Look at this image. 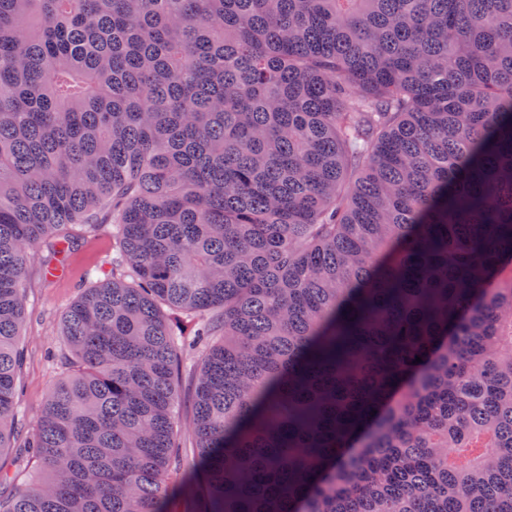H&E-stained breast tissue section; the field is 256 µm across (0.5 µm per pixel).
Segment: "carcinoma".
I'll use <instances>...</instances> for the list:
<instances>
[{
    "instance_id": "obj_1",
    "label": "carcinoma",
    "mask_w": 512,
    "mask_h": 512,
    "mask_svg": "<svg viewBox=\"0 0 512 512\" xmlns=\"http://www.w3.org/2000/svg\"><path fill=\"white\" fill-rule=\"evenodd\" d=\"M100 224L0 512H166L200 342L203 512H512V0H0V453ZM74 244L54 252L41 246L28 263L24 276L27 320L24 330L26 360L20 374L18 397L19 433L15 448L0 455V468L12 474L27 475L30 464L18 448L35 428L41 407L58 376L65 372L61 354L65 346L62 317L66 308L86 292L83 279L94 269V281L112 279V226L102 224L95 229L76 226ZM62 266L64 274L55 267ZM54 267L50 273L48 271ZM55 353V357L52 354Z\"/></svg>"
}]
</instances>
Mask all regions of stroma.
<instances>
[{
  "label": "stroma",
  "instance_id": "1",
  "mask_svg": "<svg viewBox=\"0 0 512 512\" xmlns=\"http://www.w3.org/2000/svg\"><path fill=\"white\" fill-rule=\"evenodd\" d=\"M74 242L68 248L53 251L40 247L28 263L24 276L27 320L24 330L26 360L20 374L18 397L19 433L15 448L0 453V470L25 475L30 471L27 457L21 450L34 429L47 394L65 366L61 353L65 346L62 317L66 308L83 295L87 288L86 271H93L95 280L112 277V228L103 224L93 229L74 227ZM63 267L60 276H50L53 267ZM195 356H183L179 371V389L183 396L176 412V429L180 454L185 464L196 456L192 432L194 410L189 402L196 382Z\"/></svg>",
  "mask_w": 512,
  "mask_h": 512
}]
</instances>
